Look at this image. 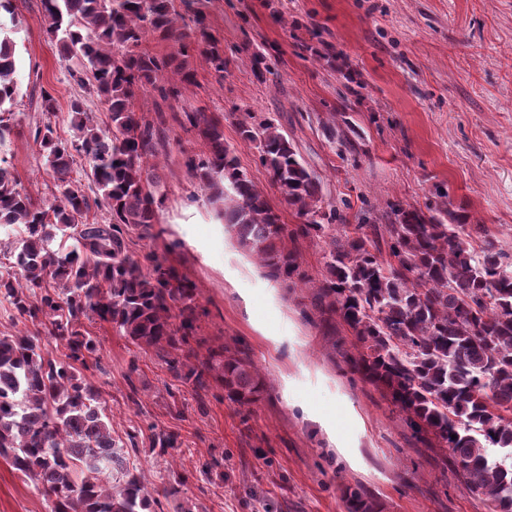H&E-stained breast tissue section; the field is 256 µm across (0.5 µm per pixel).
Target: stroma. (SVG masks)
<instances>
[{"label":"stroma","mask_w":512,"mask_h":512,"mask_svg":"<svg viewBox=\"0 0 512 512\" xmlns=\"http://www.w3.org/2000/svg\"><path fill=\"white\" fill-rule=\"evenodd\" d=\"M185 23L202 13L229 60L216 76L207 57L189 58L192 81L170 73L178 97L159 103L138 91L137 112L163 108L168 146L161 233L134 245L136 259L167 258L197 289L196 337L249 356L267 390L248 416L210 382L203 398L174 378L155 352L130 345L109 325L89 380L107 400L112 436L128 448L131 469L150 487L174 469L188 475L180 498L159 512H347L358 491L382 512H488L456 465L407 427L390 396L355 371L351 330L312 305L328 246L316 237L289 242L306 279L293 288L269 280L258 256L241 248L217 218L210 192L191 178L188 158L206 147L175 117L199 109L219 116L236 150L285 223L298 219L240 139L245 112H267L319 175L326 201L344 221L365 224L403 201L425 207L436 187L465 206L512 251V0H175ZM0 34L16 45L18 125L0 158L36 200L52 178L33 139V85L56 99L57 133L78 88L47 34L41 0H13ZM354 128L356 151H341L330 131ZM176 432L164 456L152 429ZM0 512H50L48 503L0 458Z\"/></svg>","instance_id":"stroma-1"}]
</instances>
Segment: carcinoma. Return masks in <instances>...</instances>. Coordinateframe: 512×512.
I'll return each instance as SVG.
<instances>
[{"mask_svg": "<svg viewBox=\"0 0 512 512\" xmlns=\"http://www.w3.org/2000/svg\"><path fill=\"white\" fill-rule=\"evenodd\" d=\"M41 4L63 58L80 60L70 77L101 100L109 122L99 125L75 98L67 116L73 135L59 138L55 98L41 86L35 104L45 121L34 141L53 179L52 199L34 200L0 160V228L19 227L16 239H0V301L64 347L54 355L37 332H0V457L34 482L51 512H152L157 496H176L188 476L172 471L153 493L117 454L106 402L86 376L100 341L84 320L155 351L198 393L215 372L230 403L248 410L261 399L265 383L244 354L226 355L221 345L191 362L195 288L166 258L148 253L145 266L129 248L134 234L158 236L165 199L150 164L165 147L163 112L154 120L138 114L136 92L150 87L163 101L175 95L164 74L174 67L189 80L186 58L194 52L207 55L221 78L227 61L204 17L193 28L177 26L174 0ZM148 31L172 41L174 52L142 50ZM15 71L13 43L0 38V144L17 127ZM185 124L208 145L189 172L224 200L220 215L239 245L260 256L268 278L290 288L300 272L285 242L311 234L328 240L317 306L351 329L354 368L391 395L416 433L433 436L442 464L453 459L490 512H512V251L486 225L469 223L439 186L424 210L396 203L385 223L336 237L341 215L324 201L316 172L267 113L247 112L238 134L256 144L282 200L304 219L291 228L224 142L218 118L186 112ZM94 208L105 212L103 221H88ZM151 444L164 455L177 438L160 431ZM347 512L380 506L354 491Z\"/></svg>", "mask_w": 512, "mask_h": 512, "instance_id": "1", "label": "carcinoma"}]
</instances>
